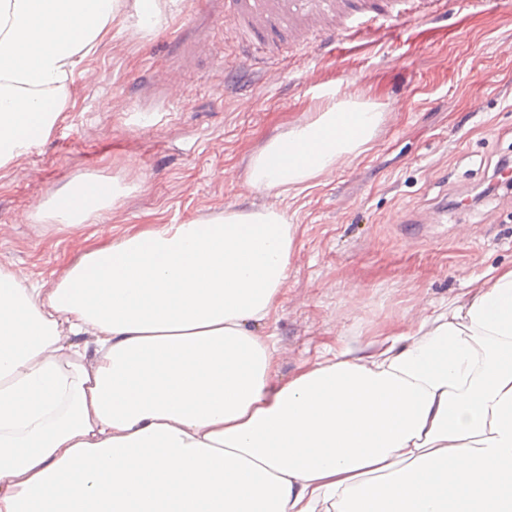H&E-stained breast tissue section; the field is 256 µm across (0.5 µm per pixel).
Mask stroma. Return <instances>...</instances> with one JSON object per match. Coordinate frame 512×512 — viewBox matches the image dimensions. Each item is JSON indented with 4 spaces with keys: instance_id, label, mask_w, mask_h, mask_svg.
Returning <instances> with one entry per match:
<instances>
[{
    "instance_id": "stroma-1",
    "label": "stroma",
    "mask_w": 512,
    "mask_h": 512,
    "mask_svg": "<svg viewBox=\"0 0 512 512\" xmlns=\"http://www.w3.org/2000/svg\"><path fill=\"white\" fill-rule=\"evenodd\" d=\"M165 16L149 32L114 27L77 68L75 105L50 137L0 167V268L50 288L130 227L276 207L297 226L272 328L285 380L512 263V189L467 201L512 157V0L478 10L444 0L424 24L338 53L286 49L275 84L239 64L224 0H176ZM330 94L377 105L370 150L302 191L252 188L253 157ZM86 173L133 191L97 224L38 217Z\"/></svg>"
}]
</instances>
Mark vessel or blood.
I'll use <instances>...</instances> for the list:
<instances>
[{
  "label": "vessel or blood",
  "mask_w": 512,
  "mask_h": 512,
  "mask_svg": "<svg viewBox=\"0 0 512 512\" xmlns=\"http://www.w3.org/2000/svg\"><path fill=\"white\" fill-rule=\"evenodd\" d=\"M429 2L387 0L378 8L367 0H224V22L235 36L239 54L275 73L279 66L271 36L303 43L311 32L320 31L324 46L340 51L375 28L397 33L408 22L426 19Z\"/></svg>",
  "instance_id": "b4317fda"
}]
</instances>
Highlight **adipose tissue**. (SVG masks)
I'll list each match as a JSON object with an SVG mask.
<instances>
[{
	"mask_svg": "<svg viewBox=\"0 0 512 512\" xmlns=\"http://www.w3.org/2000/svg\"><path fill=\"white\" fill-rule=\"evenodd\" d=\"M163 0H0V167L47 140L81 62ZM373 105L328 102L253 159L307 188L368 151ZM83 175L39 211L105 219ZM296 227L278 209L152 224L50 290L0 268V512H512V265L276 375Z\"/></svg>",
	"mask_w": 512,
	"mask_h": 512,
	"instance_id": "1",
	"label": "adipose tissue"
}]
</instances>
